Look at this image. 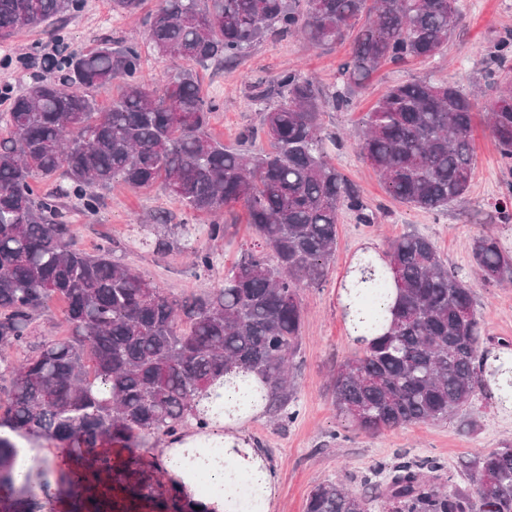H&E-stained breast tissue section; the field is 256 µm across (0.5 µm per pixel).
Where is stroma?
<instances>
[{"mask_svg": "<svg viewBox=\"0 0 512 512\" xmlns=\"http://www.w3.org/2000/svg\"><path fill=\"white\" fill-rule=\"evenodd\" d=\"M458 7L456 26L443 56L382 66L365 82L350 109L324 108L328 156L359 187L376 221L361 224L351 212H342L326 281L300 291L305 325L296 378L297 420L283 428L263 414L243 427L247 441L259 449L274 474L273 512H305L309 492L326 481H341L356 493H364L372 468L393 464L402 454L438 459L445 466V489L465 487L469 481L461 470L463 461L512 441V413L498 411L481 398L475 400L473 414L441 423L419 422L375 435L342 428L331 398L332 374L360 350L339 306V283L360 250L384 251L391 239L415 231L434 243L449 266L467 275L474 238L491 231L512 247V224L498 223L494 211L512 184V172L503 168L500 148L484 121L500 85L490 57L497 39L512 31V0H458ZM65 30L71 49L93 47L108 36L122 44L140 46L145 76L175 71L169 59L150 49L143 22L113 14L109 0H86L82 11L66 22ZM347 53L344 45L314 50L299 36L267 37L233 66L198 68L199 80L218 104L211 119L212 135L225 145L241 144L249 151L264 147L266 141L261 136L246 144L241 141L243 131L260 126L263 106L253 99L257 87L272 86L282 69L299 67L315 78L324 95H331ZM414 80L452 83L470 91L476 114L472 142L476 170L470 190L464 199L439 213L409 208L386 194L352 139L390 87ZM163 212L192 224L209 221L208 216L183 211L162 188L136 192L117 182L104 191L96 214L71 211L72 240L87 252L111 243L115 260L137 270L171 296L203 294L220 287L223 272L207 275L193 268L183 255L172 252L162 256L133 245L135 225L154 222ZM224 222L225 235L216 249L229 265L249 245L253 234L243 206L225 214ZM472 289L486 335L512 338V284L500 287L476 279Z\"/></svg>", "mask_w": 512, "mask_h": 512, "instance_id": "stroma-1", "label": "stroma"}]
</instances>
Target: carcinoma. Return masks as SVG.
Returning a JSON list of instances; mask_svg holds the SVG:
<instances>
[{
  "mask_svg": "<svg viewBox=\"0 0 512 512\" xmlns=\"http://www.w3.org/2000/svg\"><path fill=\"white\" fill-rule=\"evenodd\" d=\"M85 0H0V43L24 27L43 30L56 45L42 58L50 77H34L19 93L4 91L0 112V491L7 512H43V500L16 486V444L66 454L57 492L76 495L112 476L109 447L143 448L153 437L177 439L199 417L197 402L218 377L238 370L263 388L256 400L277 425L293 423L295 372L303 328L299 291L319 286L336 249L339 213L374 220L357 186L327 159L323 95L315 79L287 69L264 109L269 149L245 154L209 132L217 104L193 68L232 65L267 34L302 35L313 47L350 42L339 71L335 108L378 68L443 53L457 17V0H155L144 17L150 48L186 67L154 84L141 75L137 45L101 38L88 51L63 48L64 21ZM112 11L139 14L147 0H111ZM512 74V34L491 56ZM118 85L106 109L90 91ZM489 126L503 167L512 169V81L491 108ZM470 95L450 83L410 81L386 92L370 112L356 149L386 192L410 207L441 211L462 199L475 170ZM51 180L42 194L36 180ZM120 181L133 190L163 187L208 224H139L134 241L166 254H186L212 273L220 254L202 240L224 237V209L243 204L255 243L224 272L221 287L182 298L113 258L111 244L90 254L72 242L66 204L86 214L100 191ZM386 267L363 269L362 300L376 303L395 290L388 309L372 307L369 332L390 323L332 378L336 416L366 434L417 422H445L467 410L512 371V360L483 364L512 341L482 334L470 282L448 268L432 242L407 233L382 253ZM473 275L512 281V249L499 235L471 245ZM54 299L66 303L69 334L36 340L33 323ZM93 359L98 379L86 377ZM444 470L436 458L402 457L379 467L371 491L341 482L317 485L306 512H512V442L476 456L463 472L476 493L439 489L429 477ZM124 475L134 499L157 492L153 472L132 453ZM162 512H193L177 495Z\"/></svg>",
  "mask_w": 512,
  "mask_h": 512,
  "instance_id": "1",
  "label": "carcinoma"
}]
</instances>
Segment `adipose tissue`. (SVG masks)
<instances>
[{
  "label": "adipose tissue",
  "mask_w": 512,
  "mask_h": 512,
  "mask_svg": "<svg viewBox=\"0 0 512 512\" xmlns=\"http://www.w3.org/2000/svg\"><path fill=\"white\" fill-rule=\"evenodd\" d=\"M241 426V420L228 418L220 434L194 428L162 450L160 466L170 487L201 512H240L235 487L243 480L253 491V512H272L273 473Z\"/></svg>",
  "instance_id": "1"
}]
</instances>
